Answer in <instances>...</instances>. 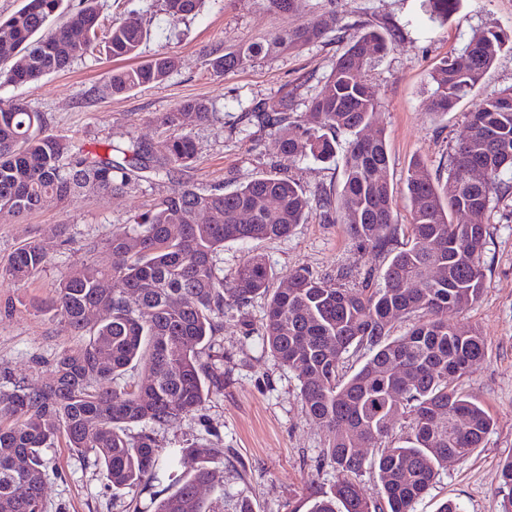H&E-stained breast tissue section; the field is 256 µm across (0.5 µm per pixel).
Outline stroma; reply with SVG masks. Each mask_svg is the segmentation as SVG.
Wrapping results in <instances>:
<instances>
[{"mask_svg":"<svg viewBox=\"0 0 512 512\" xmlns=\"http://www.w3.org/2000/svg\"><path fill=\"white\" fill-rule=\"evenodd\" d=\"M104 22L133 16L149 36L140 60L161 51L176 59L162 83L113 94L109 75L116 61L102 54L75 60L67 68L26 84H0V100H19L43 114L48 133L76 142L104 143L134 136L146 141L163 131L162 117L188 99L206 100L208 122L194 126L197 158L174 181L142 180L119 194L86 191L70 200H50L30 214L0 221V389L21 382L31 388L49 384L51 364L63 350L79 349L74 333L51 307L60 279L72 269L111 262L106 244L150 211L175 187L223 186L232 190L260 176L280 173L298 182L314 205L305 223L288 237L265 242H229L220 253L225 279H232L251 254L262 255L270 269L269 287H284L289 273L306 271L317 278L342 279L360 287L379 276L393 253L411 240L412 213L406 178L413 160L432 177L446 179L450 148L464 132L471 101L443 116L429 110L430 75L444 59L457 58L473 30L496 26L512 30V0H463L447 24L429 21L421 0H299L283 12L266 0H205L198 13L175 18L162 0H97ZM331 18L322 39L294 48L275 49L242 69L216 73L210 59L224 51L292 30L313 15ZM394 33L395 44L366 69L381 99L388 166L394 192L397 233L388 247H361L346 232L339 213L323 218L315 202L321 193L338 195L342 163L280 157L272 129L253 115L256 105L290 94L297 111H306L337 57L359 28ZM487 237L482 255L486 286L461 317L482 333L485 359L461 378L459 391L477 400L493 426L471 455L449 460L415 506L438 512L448 500L463 512H501L499 467L512 457V193L493 201L485 215ZM35 242L48 262L27 283L11 280L5 266L22 244ZM270 297L254 296L246 305L224 312L209 360L224 372V387L203 408L155 430L161 446L181 448L202 443L217 448L216 466L224 470V508L238 499L253 512H293L309 489L330 488L335 470L320 463L330 434L306 414L298 376L261 346L259 335ZM449 313V320H456ZM44 512H153L149 491H117L91 459L56 441L44 449Z\"/></svg>","mask_w":512,"mask_h":512,"instance_id":"35a3bbf8","label":"stroma"}]
</instances>
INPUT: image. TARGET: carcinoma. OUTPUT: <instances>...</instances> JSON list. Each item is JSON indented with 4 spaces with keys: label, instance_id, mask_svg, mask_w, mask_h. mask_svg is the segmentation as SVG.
Segmentation results:
<instances>
[{
    "label": "carcinoma",
    "instance_id": "obj_1",
    "mask_svg": "<svg viewBox=\"0 0 512 512\" xmlns=\"http://www.w3.org/2000/svg\"><path fill=\"white\" fill-rule=\"evenodd\" d=\"M203 0H163L172 16L193 15ZM64 0H24L14 15L0 21V61L17 53L21 66L0 68V83H29L65 69L93 52L100 15L94 0L59 26L51 27ZM461 0H422L429 20L445 22ZM330 20L315 17L272 39L274 44L306 45L321 39ZM83 31L74 42L69 29ZM148 32L135 19L112 22L104 50L114 60L136 58ZM395 34L363 27L336 59L309 110L294 111L288 97L262 103L256 112L276 131L279 152L290 162L311 157L341 161L343 187L338 197L317 199L324 215L335 208L347 233L364 247L380 250L393 238V190L380 176L387 169L384 129L379 123L378 91L364 76L376 55L386 53ZM263 51L254 43L212 60L219 73L247 66ZM512 51V34L497 27L476 29L463 54L462 69L444 60L431 76V110L451 111L469 95L499 55ZM176 67L166 52L127 69H114V94L165 81ZM212 115L199 99L180 102L166 114L170 132L155 141L131 138L108 142L104 152L76 145L44 131V116L22 102L0 101V219L20 218L44 200L60 201L85 189L122 193L143 179L171 180L196 159L188 127ZM371 130L366 136L364 132ZM486 171L482 182L466 176L469 165ZM512 172V86L477 101L452 147L446 180H433L421 162L406 179L413 221L411 245L390 259L382 283L349 289L307 272L288 275L268 304L263 346L297 372L307 414L330 434L322 461L336 471L327 490L313 489L307 512H414L448 457L469 456L492 427L486 410L463 395L456 381L486 357L487 343L476 326L448 322V311H464L485 287L482 253L487 225L481 217L492 200L505 194L501 175ZM206 212L198 223L196 211ZM310 200L292 179L269 174L231 192L221 187L181 186L161 198L146 216L108 243L112 263L83 265L59 282L52 305L74 332L87 337L77 350H65L52 366V383L30 389L16 382L0 390V512H44L41 451L64 438L67 447L93 457L115 490L166 478L154 494L153 512H216L198 489L219 490L224 500V470L210 467L215 449L197 444L164 448L154 429L198 411L209 395L224 387V373L203 354L220 331L224 309L243 306L268 291L263 256H249L237 268L233 286L224 287L218 265L224 243L277 240L308 217ZM41 247L28 242L15 250L6 273L21 282L45 264ZM440 266L446 277L430 282L424 270ZM109 280L112 288L99 284ZM107 306L106 322H91L86 312ZM399 311L418 317L406 334L392 338L388 321ZM368 351L362 367L344 379L339 362L350 350ZM142 368L133 384L118 379ZM411 416V432L390 438L394 423ZM144 427L137 436L133 426ZM378 448L371 464L381 486L371 495L356 481L366 458L357 448ZM199 463L192 472L179 466ZM507 491L502 512H512V458L501 466Z\"/></svg>",
    "mask_w": 512,
    "mask_h": 512
}]
</instances>
